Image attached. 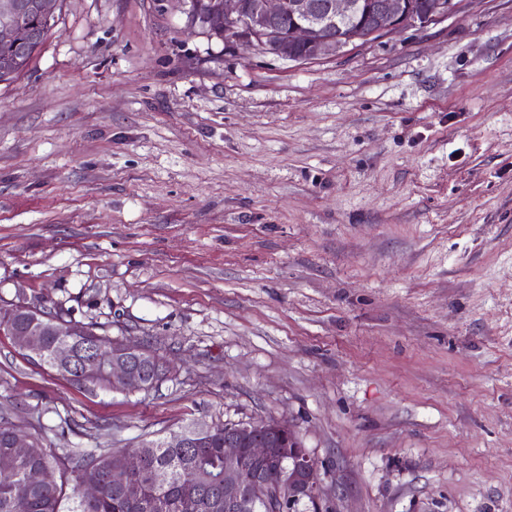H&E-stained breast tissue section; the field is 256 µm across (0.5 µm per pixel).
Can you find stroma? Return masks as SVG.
I'll list each match as a JSON object with an SVG mask.
<instances>
[{
    "instance_id": "35a3bbf8",
    "label": "stroma",
    "mask_w": 512,
    "mask_h": 512,
    "mask_svg": "<svg viewBox=\"0 0 512 512\" xmlns=\"http://www.w3.org/2000/svg\"><path fill=\"white\" fill-rule=\"evenodd\" d=\"M1 301L178 370L89 391L0 335L58 454L274 418L333 512H512V0L306 62L58 0L0 82Z\"/></svg>"
}]
</instances>
